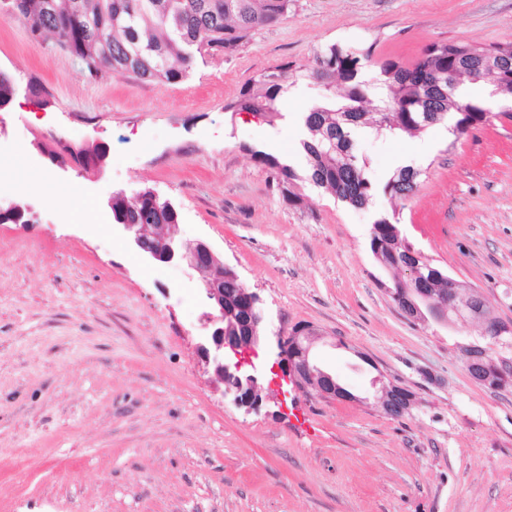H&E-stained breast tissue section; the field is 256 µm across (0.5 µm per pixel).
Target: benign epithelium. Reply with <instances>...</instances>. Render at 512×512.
Instances as JSON below:
<instances>
[{"instance_id": "obj_1", "label": "benign epithelium", "mask_w": 512, "mask_h": 512, "mask_svg": "<svg viewBox=\"0 0 512 512\" xmlns=\"http://www.w3.org/2000/svg\"><path fill=\"white\" fill-rule=\"evenodd\" d=\"M116 228L147 262L182 263L198 275L205 306L203 320L211 327L206 343L199 346V354L206 363L213 364L215 380L224 386V393L233 395L240 406L260 407L265 370L251 360L255 347L263 340L259 330L264 311L259 296L234 271L229 276L234 287L224 289V260L205 241L176 239L170 224H118ZM423 261L422 253L409 252L404 263L406 280L402 288L391 290L408 319L419 322L429 315L448 326L479 319L485 322V330L492 334L495 345H512V322L486 316L481 299L461 291L455 280L448 279V287L438 294L418 287ZM317 339L319 336L310 325L298 326L287 336H276V359L270 368L273 380L283 381L295 391L311 389L325 399H355L335 376L313 361L311 350ZM462 354L474 382L495 391L512 389V361L477 345L464 347ZM381 392V406L391 417L403 416L417 403L416 395L402 386L384 385Z\"/></svg>"}]
</instances>
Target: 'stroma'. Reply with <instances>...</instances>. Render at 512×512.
Here are the masks:
<instances>
[{"instance_id":"1","label":"stroma","mask_w":512,"mask_h":512,"mask_svg":"<svg viewBox=\"0 0 512 512\" xmlns=\"http://www.w3.org/2000/svg\"><path fill=\"white\" fill-rule=\"evenodd\" d=\"M453 40L511 41L512 0H295L173 86L91 78L54 39L0 16V71L16 89L0 112V181L22 176L23 154L58 185L0 192L30 219L0 224V512H512V390L473 382L461 354L488 338L476 324L408 320L370 250L376 215L396 214L416 250L512 321V118L457 139L444 124L412 139L355 130L376 184L398 155H421L415 195L356 209L305 178L309 79L274 124L224 110L264 68L308 66L332 44L373 48V79L379 61L409 64ZM41 140L105 145L102 175L48 163ZM256 150L290 161L302 207L270 185ZM145 187L177 206L179 239L209 243L261 297L262 335L313 326L314 360L353 400L300 392L250 410L224 394L197 353L208 334L197 275L71 216ZM379 382L417 406L388 416Z\"/></svg>"}]
</instances>
